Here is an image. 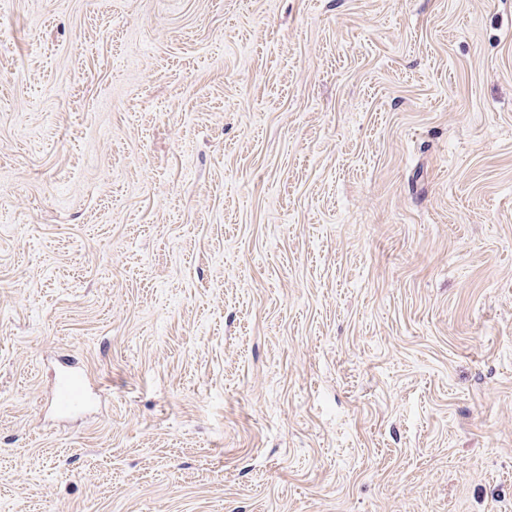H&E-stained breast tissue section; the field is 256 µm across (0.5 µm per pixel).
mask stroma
Returning a JSON list of instances; mask_svg holds the SVG:
<instances>
[{
    "mask_svg": "<svg viewBox=\"0 0 512 512\" xmlns=\"http://www.w3.org/2000/svg\"><path fill=\"white\" fill-rule=\"evenodd\" d=\"M0 512H512V0H0ZM62 371L55 389L54 404L62 414H73L81 411L86 405V398L82 390L71 391L70 383L74 382L80 374L69 364L62 365Z\"/></svg>",
    "mask_w": 512,
    "mask_h": 512,
    "instance_id": "obj_1",
    "label": "stroma"
}]
</instances>
